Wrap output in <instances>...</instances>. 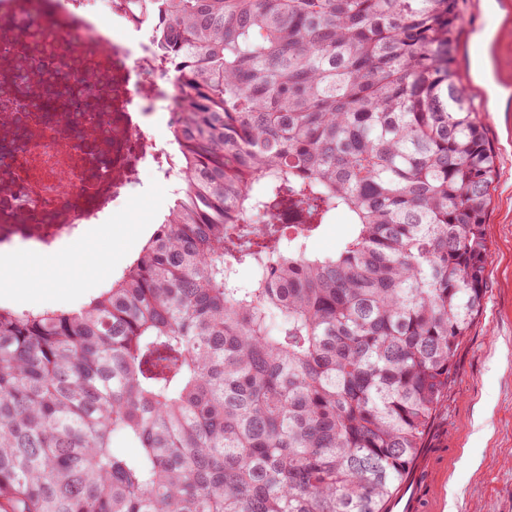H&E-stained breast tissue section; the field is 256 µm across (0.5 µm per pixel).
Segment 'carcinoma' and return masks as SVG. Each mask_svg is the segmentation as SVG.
<instances>
[{
  "label": "carcinoma",
  "instance_id": "obj_1",
  "mask_svg": "<svg viewBox=\"0 0 512 512\" xmlns=\"http://www.w3.org/2000/svg\"><path fill=\"white\" fill-rule=\"evenodd\" d=\"M113 2L179 88L175 200L84 308L0 307V512H387L484 302L457 0ZM349 231L342 216L336 217L332 224H326L319 237L311 242V248L318 253H334L339 249Z\"/></svg>",
  "mask_w": 512,
  "mask_h": 512
}]
</instances>
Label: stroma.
Listing matches in <instances>:
<instances>
[{"mask_svg":"<svg viewBox=\"0 0 512 512\" xmlns=\"http://www.w3.org/2000/svg\"><path fill=\"white\" fill-rule=\"evenodd\" d=\"M454 68L496 154L486 216L485 304L455 358V384L417 461L429 472L425 512H512V0H458ZM173 197L153 176L66 250L46 252L0 286V306L76 311L118 280Z\"/></svg>","mask_w":512,"mask_h":512,"instance_id":"35a3bbf8","label":"stroma"}]
</instances>
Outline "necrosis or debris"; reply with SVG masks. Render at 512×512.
I'll list each match as a JSON object with an SVG mask.
<instances>
[{"label": "necrosis or debris", "instance_id": "4bbe7bcc", "mask_svg": "<svg viewBox=\"0 0 512 512\" xmlns=\"http://www.w3.org/2000/svg\"><path fill=\"white\" fill-rule=\"evenodd\" d=\"M178 87L112 0H0V248L52 250L164 166Z\"/></svg>", "mask_w": 512, "mask_h": 512}]
</instances>
